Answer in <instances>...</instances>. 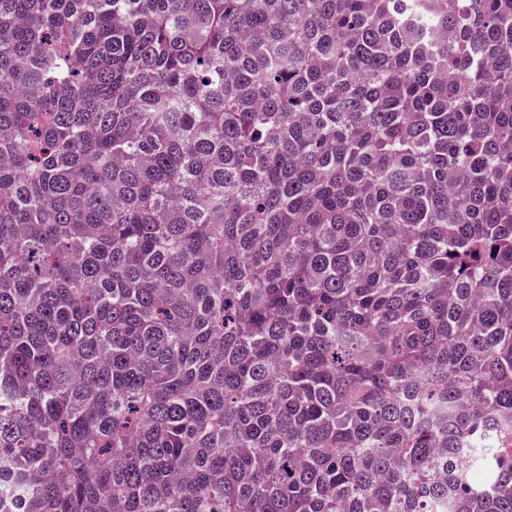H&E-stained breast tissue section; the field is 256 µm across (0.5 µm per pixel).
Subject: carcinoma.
<instances>
[{
	"label": "carcinoma",
	"instance_id": "cac0c4a2",
	"mask_svg": "<svg viewBox=\"0 0 512 512\" xmlns=\"http://www.w3.org/2000/svg\"><path fill=\"white\" fill-rule=\"evenodd\" d=\"M0 512H512V0H0Z\"/></svg>",
	"mask_w": 512,
	"mask_h": 512
}]
</instances>
